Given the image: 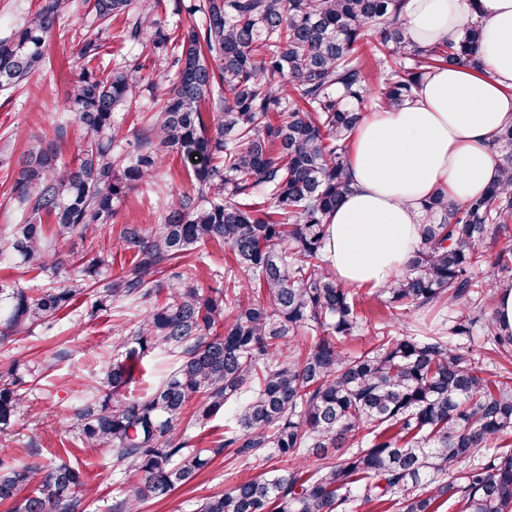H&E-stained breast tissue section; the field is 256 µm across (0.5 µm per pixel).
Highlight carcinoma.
Returning a JSON list of instances; mask_svg holds the SVG:
<instances>
[{
	"label": "carcinoma",
	"mask_w": 512,
	"mask_h": 512,
	"mask_svg": "<svg viewBox=\"0 0 512 512\" xmlns=\"http://www.w3.org/2000/svg\"><path fill=\"white\" fill-rule=\"evenodd\" d=\"M69 3L39 0L32 20L0 37V92L42 68ZM84 5L96 32L77 42L82 73L68 94L82 132L77 159L59 163L67 119L53 139L30 146L7 196L21 222L0 239V257L53 279L36 296L0 283V342L55 321L88 288L96 289L90 314L113 308L125 317L117 357L75 412L79 439L112 453L129 475L112 512H141L227 448L293 466L206 497L197 512H345L356 501L394 499L401 512H438L451 499L461 512H512V372L492 374L443 333L406 321L446 305L448 335L478 328L486 350L512 361V329L480 300L483 288L512 290V248L487 262L489 245L512 225V124L498 135L501 179L462 204L446 191L422 204L418 247L382 289L399 326L352 355L344 346L363 315L323 252L329 218L351 191L349 152L366 111L401 107L435 68L487 72L481 21L455 41L421 47L407 33L404 0H189L201 23L176 37L155 12L136 11V0ZM118 17L124 40L151 44L173 72L156 112L133 127L130 152L120 148L126 135L114 112L139 110L158 82L104 59L103 35ZM169 155L187 164L193 192L163 194L162 224L120 228L112 246L132 259L117 275L100 277L47 235L46 220L61 236L112 230L117 206ZM211 243L233 255V287L205 290L188 268L127 327L160 294L158 277ZM304 329L321 333L301 338ZM154 349L175 353L176 366L133 396ZM26 371L0 376V432L39 377L35 366ZM232 404L216 447L178 434L183 421L204 428ZM91 493L78 467L22 464L0 448V504L11 512H82Z\"/></svg>",
	"instance_id": "obj_1"
}]
</instances>
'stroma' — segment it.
Here are the masks:
<instances>
[{"label":"stroma","mask_w":512,"mask_h":512,"mask_svg":"<svg viewBox=\"0 0 512 512\" xmlns=\"http://www.w3.org/2000/svg\"><path fill=\"white\" fill-rule=\"evenodd\" d=\"M86 24L83 8L69 11L63 32L48 41L49 64L14 93H0V142L11 140L15 154L27 150L31 140L53 135L66 110L67 93L77 84L81 72L71 34L83 30ZM123 27V20H116L106 34L105 44L113 61L140 64L146 78L158 79L164 69L161 59L151 45L124 41ZM159 182L175 195L193 189L180 158L166 157L156 182L143 184L120 204L112 218L113 230L124 224L160 223V210L154 204L155 185ZM58 247L87 254L91 259L104 258L106 264L101 273L105 276L119 273L129 260L128 254L113 249L111 233L99 234L92 244L74 236L60 240ZM187 261L197 266L203 287L220 286L233 265L229 254L216 245L192 253ZM90 302L89 295H82L53 325L36 328L32 335L17 336L10 344L0 345V374L15 365L25 367L41 361L46 364L14 427L0 435V447L13 449L16 458L25 463H69L80 467L96 489L95 495L86 499L84 512H111L113 501L122 495L126 475L112 457L101 456L80 443L75 429V410L113 357L116 314L103 311L96 318H89L86 308ZM279 466L276 459L255 462L224 450L192 482L148 501L143 512H196L202 498L224 492L256 472Z\"/></svg>","instance_id":"stroma-1"}]
</instances>
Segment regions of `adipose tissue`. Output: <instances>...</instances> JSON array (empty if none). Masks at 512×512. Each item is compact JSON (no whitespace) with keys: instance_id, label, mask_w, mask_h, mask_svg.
<instances>
[{"instance_id":"1","label":"adipose tissue","mask_w":512,"mask_h":512,"mask_svg":"<svg viewBox=\"0 0 512 512\" xmlns=\"http://www.w3.org/2000/svg\"><path fill=\"white\" fill-rule=\"evenodd\" d=\"M480 16V53L492 74L466 68L428 74L415 101L372 112L350 156L351 191L327 226L326 258L350 287L385 288L416 249L421 205L439 188L458 203L499 178L498 134L512 123V0H407L404 22L418 45L456 40Z\"/></svg>"}]
</instances>
